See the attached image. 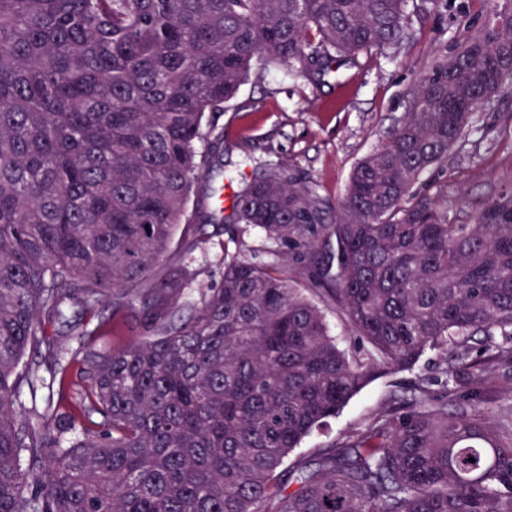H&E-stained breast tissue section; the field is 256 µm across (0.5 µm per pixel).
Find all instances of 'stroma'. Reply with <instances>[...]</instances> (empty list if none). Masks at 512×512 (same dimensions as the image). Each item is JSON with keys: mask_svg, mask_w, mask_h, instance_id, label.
<instances>
[{"mask_svg": "<svg viewBox=\"0 0 512 512\" xmlns=\"http://www.w3.org/2000/svg\"><path fill=\"white\" fill-rule=\"evenodd\" d=\"M505 0H417L412 17L413 37L396 59L362 53L329 73L324 84L313 85L306 77H288L273 69L263 78H249L223 113L207 116L214 127L206 149V177L213 196H193L189 204L194 223L217 243L224 226L208 222L240 186L252 179L256 159L285 158L297 177L331 202L340 201L356 164L386 142L403 117L408 92L433 60L437 44L465 41ZM477 131L451 149L443 170L423 177L431 189L448 194V219L469 224L479 204L512 190V93H504L477 113ZM187 258L197 278L185 289L177 315L185 319L201 302L200 291L219 284L224 254L215 247L186 251L181 237H174L165 260ZM60 335L70 336V350H78L79 334L90 337L91 347L110 342L125 347L137 340L134 321L116 325L111 310L99 309L69 318L59 325ZM472 370L444 374L435 353H426L409 371L383 376L358 392L342 412L307 436L297 455L313 457L319 448L350 432L364 428L392 399H408L418 387L431 394L456 399L470 390Z\"/></svg>", "mask_w": 512, "mask_h": 512, "instance_id": "1", "label": "stroma"}]
</instances>
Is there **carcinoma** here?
<instances>
[{
	"mask_svg": "<svg viewBox=\"0 0 512 512\" xmlns=\"http://www.w3.org/2000/svg\"><path fill=\"white\" fill-rule=\"evenodd\" d=\"M409 3L0 0V512H512V413L424 389L288 464L428 350L451 373L476 343L479 372L512 365V192L450 224L419 188L512 89L511 8L419 77L337 204L283 159L257 166L225 233L260 228L276 262L224 251L220 286L181 323L195 270L152 274L180 225L211 243L187 216L206 114L271 66L318 80L399 54ZM100 306L139 340L78 356L49 334Z\"/></svg>",
	"mask_w": 512,
	"mask_h": 512,
	"instance_id": "obj_1",
	"label": "carcinoma"
}]
</instances>
